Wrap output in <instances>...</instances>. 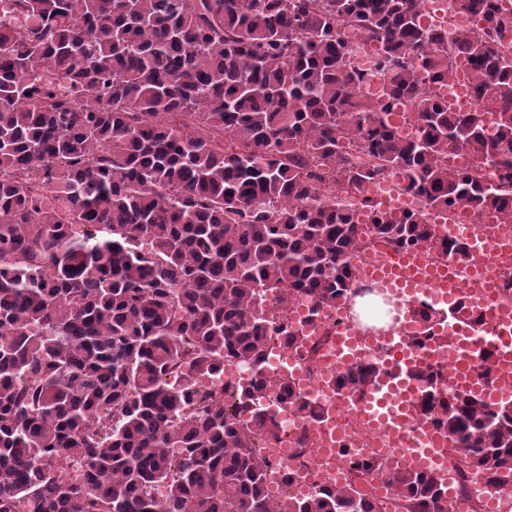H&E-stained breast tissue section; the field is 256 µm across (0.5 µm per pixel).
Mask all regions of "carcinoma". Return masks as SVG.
Instances as JSON below:
<instances>
[{
	"mask_svg": "<svg viewBox=\"0 0 512 512\" xmlns=\"http://www.w3.org/2000/svg\"><path fill=\"white\" fill-rule=\"evenodd\" d=\"M417 4L0 0V512H372L361 471L386 476L404 512H448L436 470L363 458L342 483L274 500L257 463L280 429L256 402L323 416L262 368L297 344L274 311L354 291L353 200L396 248L435 243L434 210L512 224V58L495 38L512 16L454 0L483 21L476 39L423 26ZM349 28L379 44L387 99L361 94ZM450 52L470 64L476 112L432 91ZM399 102L412 142L388 125ZM458 151L498 183L448 166ZM387 175L423 209L358 197ZM230 364L253 375L215 385ZM412 372L459 471L512 486V403L490 411L440 392V370ZM382 373L359 362L336 386L363 396Z\"/></svg>",
	"mask_w": 512,
	"mask_h": 512,
	"instance_id": "1",
	"label": "carcinoma"
}]
</instances>
